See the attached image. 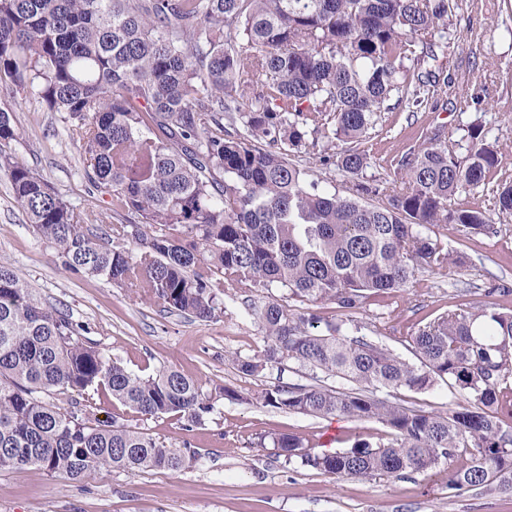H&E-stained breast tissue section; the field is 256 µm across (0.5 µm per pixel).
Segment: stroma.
Returning <instances> with one entry per match:
<instances>
[{
    "label": "stroma",
    "instance_id": "obj_1",
    "mask_svg": "<svg viewBox=\"0 0 512 512\" xmlns=\"http://www.w3.org/2000/svg\"><path fill=\"white\" fill-rule=\"evenodd\" d=\"M502 3L452 0L443 71L456 94L435 91L417 110L401 105L379 113L361 144L370 157L366 180L399 188V160L438 126L458 157H466L467 129L477 124L500 158L493 181H512V13ZM0 107L11 112L20 134L13 145L20 162L80 209H105V195L85 177L79 149L57 114L22 95L0 98ZM493 222L499 232L491 236L460 224L436 228L444 250L463 260L455 279L422 267L400 292L369 297L353 316L360 335L411 362L409 336L440 315L482 304L512 312V294L492 290L498 283L512 285V216L497 214ZM0 263L16 267L39 301L82 325L81 341L107 359L145 376L163 367L179 370L197 379L214 402L204 422L192 427L172 414L138 423L164 444L188 449L192 458L182 471L130 475L100 468L71 481L33 467L0 470V512H512V495L498 490L458 495L423 473L339 478L285 464L273 448L260 447L261 436L279 433L327 452L359 440L375 444L386 435L374 419L314 417L263 405L271 385L314 383L313 373L296 363L254 376L238 371L236 357L262 350L259 314L280 290H230L222 313L200 321L167 312L159 300H142L135 289L72 274L33 232L1 174ZM220 387L234 390L236 399L217 395ZM380 395L426 413L448 414L468 404L463 393L442 383Z\"/></svg>",
    "mask_w": 512,
    "mask_h": 512
}]
</instances>
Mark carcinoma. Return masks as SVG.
Masks as SVG:
<instances>
[{
    "label": "carcinoma",
    "instance_id": "1",
    "mask_svg": "<svg viewBox=\"0 0 512 512\" xmlns=\"http://www.w3.org/2000/svg\"><path fill=\"white\" fill-rule=\"evenodd\" d=\"M452 0H0V93H25L60 116L85 174L124 223L82 211L16 160L11 114L0 109V173L36 234L64 268L142 290L200 320L226 290L279 288L260 312L264 349L237 360L244 375L294 362L351 388L275 385L263 403L316 417L376 419L385 442L318 453L301 437H269L288 462L338 477L431 472L453 490L512 493V312H450L410 337L415 365L345 322L295 313L288 300L331 301L343 314L406 287L418 267L452 276L463 264L432 237L440 224L497 233L487 213L451 207L499 165L482 129L465 159L437 130L399 161L392 193L360 176L354 146L377 113L447 91L438 60ZM239 125L229 132L224 121ZM354 178L347 194L308 180L289 159L312 141ZM369 195L383 196L377 203ZM493 207L512 214V183ZM82 326L35 298L0 263V469L35 467L79 481L97 468L178 472L186 451L131 423L96 422L55 396L104 388L132 420L175 413L200 424L214 409L201 384L162 368L148 377L79 340ZM443 382L467 395L451 414L424 413L373 394Z\"/></svg>",
    "mask_w": 512,
    "mask_h": 512
}]
</instances>
